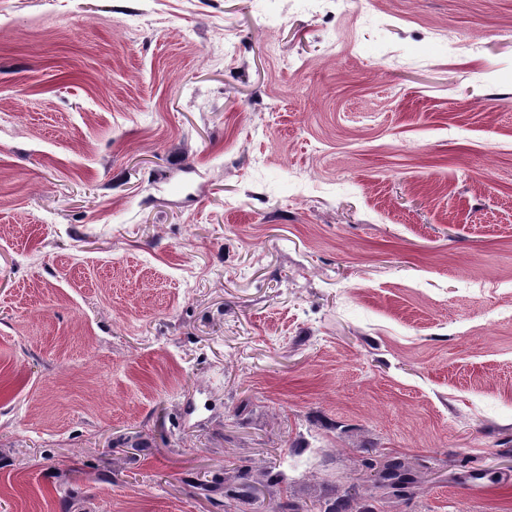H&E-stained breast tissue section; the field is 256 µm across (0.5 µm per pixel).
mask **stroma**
Masks as SVG:
<instances>
[{
	"mask_svg": "<svg viewBox=\"0 0 512 512\" xmlns=\"http://www.w3.org/2000/svg\"><path fill=\"white\" fill-rule=\"evenodd\" d=\"M345 493L512 512V0H0V512ZM382 478L387 482V484L383 485L384 487H389L402 493L412 483L408 469L405 468L404 463L401 461H386L383 465Z\"/></svg>",
	"mask_w": 512,
	"mask_h": 512,
	"instance_id": "35a3bbf8",
	"label": "stroma"
}]
</instances>
